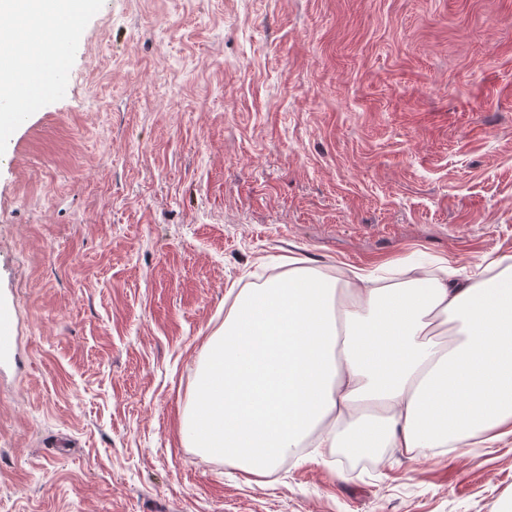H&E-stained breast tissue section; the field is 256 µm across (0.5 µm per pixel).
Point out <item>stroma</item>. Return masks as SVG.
I'll use <instances>...</instances> for the list:
<instances>
[{
    "mask_svg": "<svg viewBox=\"0 0 512 512\" xmlns=\"http://www.w3.org/2000/svg\"><path fill=\"white\" fill-rule=\"evenodd\" d=\"M0 143V512H507L512 440L187 447L230 287L512 257V0H88ZM15 315L6 305L0 304V358L6 359L16 348Z\"/></svg>",
    "mask_w": 512,
    "mask_h": 512,
    "instance_id": "35a3bbf8",
    "label": "stroma"
}]
</instances>
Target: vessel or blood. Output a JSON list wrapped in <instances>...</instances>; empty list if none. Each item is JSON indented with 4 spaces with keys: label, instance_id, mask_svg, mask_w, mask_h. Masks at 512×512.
<instances>
[{
    "label": "vessel or blood",
    "instance_id": "obj_1",
    "mask_svg": "<svg viewBox=\"0 0 512 512\" xmlns=\"http://www.w3.org/2000/svg\"><path fill=\"white\" fill-rule=\"evenodd\" d=\"M68 32L60 30L57 36V45L54 51L42 57L37 66L36 73L26 79L18 81L10 97L0 102V138L8 139L10 134L22 125L32 109V102L42 84L59 71L63 70L68 54ZM15 315L5 305L0 304V358L5 359L12 355L16 348Z\"/></svg>",
    "mask_w": 512,
    "mask_h": 512
}]
</instances>
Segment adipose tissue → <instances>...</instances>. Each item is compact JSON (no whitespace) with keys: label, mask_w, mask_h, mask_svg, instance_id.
Masks as SVG:
<instances>
[{"label":"adipose tissue","mask_w":512,"mask_h":512,"mask_svg":"<svg viewBox=\"0 0 512 512\" xmlns=\"http://www.w3.org/2000/svg\"><path fill=\"white\" fill-rule=\"evenodd\" d=\"M76 0H0L20 43L0 92L50 52ZM286 273L241 289L210 339L184 421L190 447L268 476L289 452L437 448L512 437V269L382 283L356 269Z\"/></svg>","instance_id":"1"}]
</instances>
